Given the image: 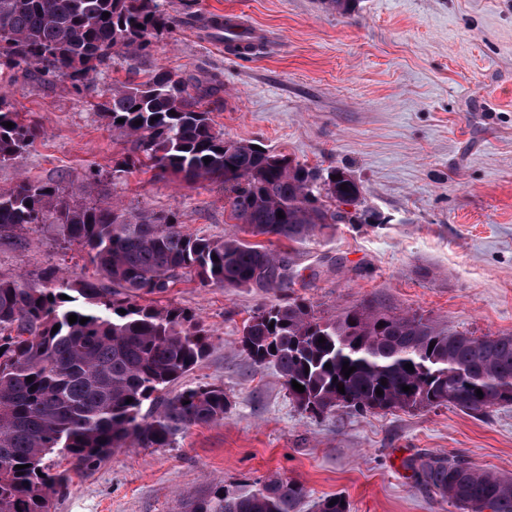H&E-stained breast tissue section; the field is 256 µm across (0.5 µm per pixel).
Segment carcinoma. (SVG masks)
I'll return each mask as SVG.
<instances>
[{
    "instance_id": "carcinoma-1",
    "label": "carcinoma",
    "mask_w": 512,
    "mask_h": 512,
    "mask_svg": "<svg viewBox=\"0 0 512 512\" xmlns=\"http://www.w3.org/2000/svg\"><path fill=\"white\" fill-rule=\"evenodd\" d=\"M176 25L158 0H0V72L60 78L80 93L120 55L133 77L112 89L105 116L129 148L113 177L139 166L157 180L220 184L230 194L233 219L251 234L294 243L365 220L370 209L359 184L332 179L346 170L324 171L224 140L203 107L216 88L147 65L152 38ZM41 135L42 127L0 93V164L21 158ZM27 224L48 226L56 241L84 253L92 275L70 279L48 269L36 280L0 277V512H51L68 487L67 476L54 471V456L87 471L117 449L166 448L183 429L224 420V388L170 390L206 357L211 331L182 308L139 300L188 277L265 292L284 291L295 277L287 249L232 235L194 236L173 213L105 201L73 205L60 181L24 179L0 192V238ZM71 315L87 322L71 324ZM240 343L254 364L275 367L306 412L453 406L478 416L512 405V334L474 337L370 301L326 320L304 299L265 305L244 324ZM346 362L356 368L348 377ZM408 363L413 370L404 368ZM294 381L305 391L293 389ZM148 402L154 409L145 413ZM404 466L416 484L461 512H512V478L458 457L410 458ZM307 496L302 484L272 475L215 492L191 512H299ZM315 507L349 512L340 494Z\"/></svg>"
}]
</instances>
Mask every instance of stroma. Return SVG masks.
<instances>
[{"label": "stroma", "instance_id": "obj_1", "mask_svg": "<svg viewBox=\"0 0 512 512\" xmlns=\"http://www.w3.org/2000/svg\"><path fill=\"white\" fill-rule=\"evenodd\" d=\"M179 20L152 45L156 63L208 81L206 98L225 139L251 142L322 169L349 170L373 215L295 245L290 297L328 318L370 300L429 316L473 336L512 334V0H358L343 14L327 0H161ZM241 15L266 36L247 53L228 51L205 26ZM121 57L89 88L23 74L0 77L16 110L42 137L0 165V189L20 180L64 181L84 196L89 170L103 200L175 213L186 232L235 233L219 185L113 179L125 141L107 126ZM0 240V275L70 278L91 268L59 248L41 226ZM278 294L184 281L159 295L212 331L208 356L181 381L223 387V421L192 426L166 448L115 452L73 475L55 512H189L216 489L276 474L304 485L300 512L340 493L350 512H457L417 485L403 466L425 454L462 455L512 478V405L475 416L453 407L315 418L288 396L278 372L256 366L240 346L244 322Z\"/></svg>", "mask_w": 512, "mask_h": 512}]
</instances>
